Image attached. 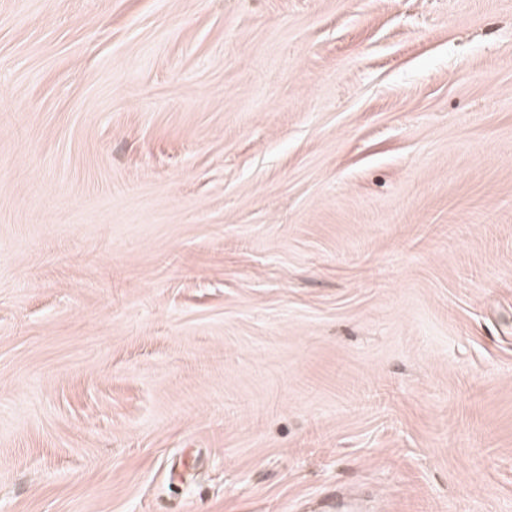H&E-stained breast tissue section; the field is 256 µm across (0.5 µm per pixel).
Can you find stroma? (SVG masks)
<instances>
[{
  "label": "stroma",
  "mask_w": 512,
  "mask_h": 512,
  "mask_svg": "<svg viewBox=\"0 0 512 512\" xmlns=\"http://www.w3.org/2000/svg\"><path fill=\"white\" fill-rule=\"evenodd\" d=\"M0 512H512V0H0Z\"/></svg>",
  "instance_id": "1"
}]
</instances>
